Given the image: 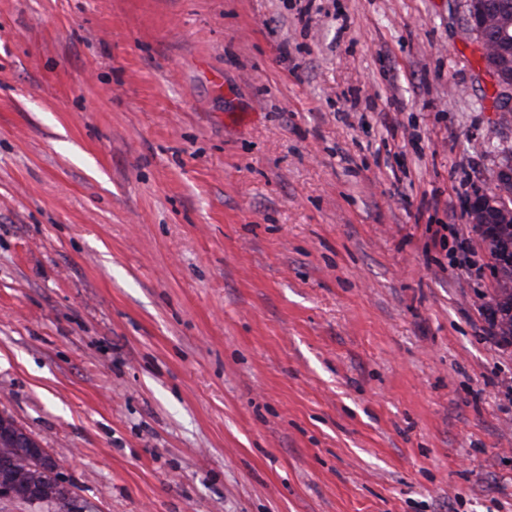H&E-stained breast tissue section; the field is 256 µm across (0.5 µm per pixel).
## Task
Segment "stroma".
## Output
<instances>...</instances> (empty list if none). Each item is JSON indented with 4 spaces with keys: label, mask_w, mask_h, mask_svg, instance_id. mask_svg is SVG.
<instances>
[{
    "label": "stroma",
    "mask_w": 512,
    "mask_h": 512,
    "mask_svg": "<svg viewBox=\"0 0 512 512\" xmlns=\"http://www.w3.org/2000/svg\"><path fill=\"white\" fill-rule=\"evenodd\" d=\"M499 142L465 0H0V412L94 512H512ZM512 188V171L502 167L500 164L496 169L494 177V187L490 191H478L469 201L467 205V214L469 215V224L472 231L475 232L487 249L489 266L492 274L497 281L498 288L502 293L499 296L503 311L510 313L503 317L500 323L501 333L505 336H499L497 324L499 312L492 299L485 301L480 305V313L483 317L484 326L481 327L482 336L489 339L503 353L512 354V282L509 283L501 278L500 267L512 266L507 257V246H500L497 241L498 225L502 224L506 228L512 223H502L503 221H512V199L510 196ZM503 256V261L497 266L496 270L492 269V265H497L494 254Z\"/></svg>",
    "instance_id": "1"
}]
</instances>
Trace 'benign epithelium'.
Segmentation results:
<instances>
[{
  "mask_svg": "<svg viewBox=\"0 0 512 512\" xmlns=\"http://www.w3.org/2000/svg\"><path fill=\"white\" fill-rule=\"evenodd\" d=\"M504 20L506 17L502 13L487 4L472 8L469 17L480 58L495 95L496 111L501 113L503 121L509 123L512 121V77L503 72L499 52L483 38L485 29ZM510 195L512 171L499 166L495 172L493 189L480 191L470 199L467 205L469 223L500 224L512 221V205L508 201ZM30 453L40 458L42 468L53 473L57 487L66 493L70 512H90L88 504L78 495L75 487L63 480L58 465L49 457L47 449L32 448ZM19 492L26 495L32 508L38 510L47 506L46 494L49 489L37 477L19 470L16 459L7 457L0 462V500L11 501Z\"/></svg>",
  "mask_w": 512,
  "mask_h": 512,
  "instance_id": "obj_1",
  "label": "benign epithelium"
}]
</instances>
